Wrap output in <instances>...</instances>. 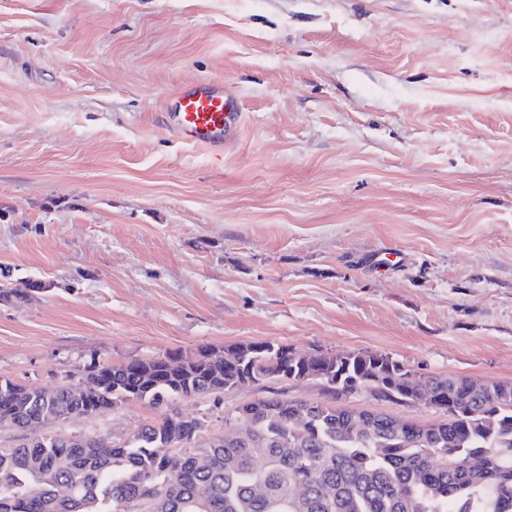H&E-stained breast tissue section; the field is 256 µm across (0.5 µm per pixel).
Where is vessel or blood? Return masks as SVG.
Returning <instances> with one entry per match:
<instances>
[{
    "mask_svg": "<svg viewBox=\"0 0 512 512\" xmlns=\"http://www.w3.org/2000/svg\"><path fill=\"white\" fill-rule=\"evenodd\" d=\"M166 105L169 130L177 140L214 154L234 145L243 112L230 88L220 83L181 87L169 94Z\"/></svg>",
    "mask_w": 512,
    "mask_h": 512,
    "instance_id": "vessel-or-blood-1",
    "label": "vessel or blood"
}]
</instances>
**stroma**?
I'll use <instances>...</instances> for the list:
<instances>
[{
	"label": "stroma",
	"mask_w": 512,
	"mask_h": 512,
	"mask_svg": "<svg viewBox=\"0 0 512 512\" xmlns=\"http://www.w3.org/2000/svg\"><path fill=\"white\" fill-rule=\"evenodd\" d=\"M208 80L244 113L220 156L165 123ZM5 286L22 383L265 340L512 382V0H0Z\"/></svg>",
	"instance_id": "35a3bbf8"
}]
</instances>
